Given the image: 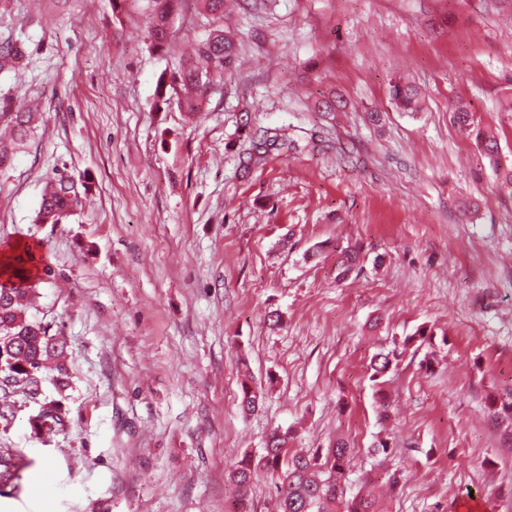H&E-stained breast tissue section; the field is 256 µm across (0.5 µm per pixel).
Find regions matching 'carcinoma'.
Segmentation results:
<instances>
[{
  "label": "carcinoma",
  "instance_id": "carcinoma-1",
  "mask_svg": "<svg viewBox=\"0 0 512 512\" xmlns=\"http://www.w3.org/2000/svg\"><path fill=\"white\" fill-rule=\"evenodd\" d=\"M153 25L150 36L155 49L168 45L171 34L169 20L183 0H151ZM206 10L217 26L203 40L191 45V60L176 72L177 83L163 78L158 95L167 88H183L193 92L184 98L191 112L200 111L199 102L210 85V72H222L232 64L237 55L234 34L224 29V0H203ZM25 65L24 44L20 39L0 41V74L14 73ZM392 99L405 112L420 108L421 92L408 82L392 86ZM450 119L461 132L474 139L484 156L492 164L501 184L512 187V167L500 163L501 144L498 136L486 131L474 120L469 106L457 101L451 105ZM11 124L18 144L27 141L33 132L32 115L23 110L11 113ZM289 145L288 133H263L252 143L255 153L248 156L244 169L260 163L273 147ZM86 181L75 180L68 171H55L45 181L37 213L39 224H60L82 206L86 195ZM52 267L36 259L34 252L25 247L21 253L0 263V399L21 394L24 397L40 396L43 416L34 423L39 433H53L69 426V412L63 400L44 395V383L55 382L57 391L68 386V369L65 365L67 339L54 323L37 320L30 310L36 308L38 283L51 277ZM397 360L395 351L378 353L369 363L370 380L378 382L393 369ZM262 393L252 385L249 371H244L241 382L243 411L258 410ZM490 418L512 417V393L502 401L489 402ZM289 430H272L264 442L260 455L244 454L234 463L231 479L238 490L235 512H249L248 494L254 475L262 470L275 481L278 491L275 512H377L372 479L364 481L353 493L349 488L352 448L340 439L324 450L301 451L288 448Z\"/></svg>",
  "mask_w": 512,
  "mask_h": 512
}]
</instances>
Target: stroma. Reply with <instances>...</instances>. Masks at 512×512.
Wrapping results in <instances>:
<instances>
[{
    "label": "stroma",
    "mask_w": 512,
    "mask_h": 512,
    "mask_svg": "<svg viewBox=\"0 0 512 512\" xmlns=\"http://www.w3.org/2000/svg\"><path fill=\"white\" fill-rule=\"evenodd\" d=\"M224 24L238 56L194 115L155 104L213 28L200 0L161 51L147 0H0V40L29 53L0 75V133L36 114L0 169V244H39L54 267L34 315L63 325L71 375L67 430L37 436L21 395L0 412V512H229L231 464L276 428L307 450L348 440L357 478L403 468L386 512L469 496L512 512V451L486 413L512 391V190L449 114L466 102L512 163V0H250ZM399 80L419 111L395 106ZM335 89L348 105L330 116ZM284 125L295 149L244 171L249 132ZM63 167L88 199L37 223ZM424 324L432 340L407 343ZM241 355L266 392L248 416ZM392 99L405 112H417L420 108L421 92L408 82H395L392 86Z\"/></svg>",
    "instance_id": "obj_1"
}]
</instances>
